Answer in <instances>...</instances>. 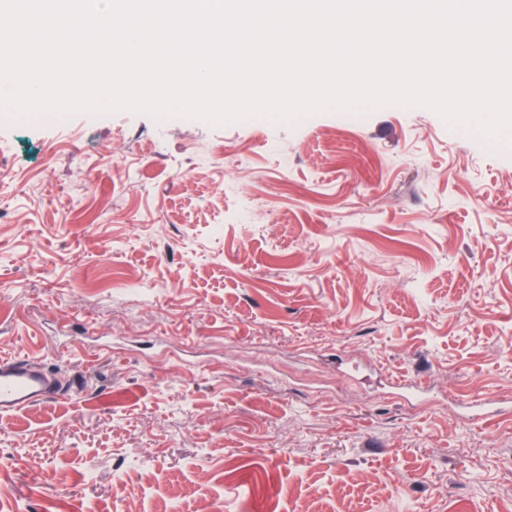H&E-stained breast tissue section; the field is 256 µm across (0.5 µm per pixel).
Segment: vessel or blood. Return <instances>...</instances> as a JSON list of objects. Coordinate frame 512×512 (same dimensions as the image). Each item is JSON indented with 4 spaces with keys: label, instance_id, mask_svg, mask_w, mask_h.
Masks as SVG:
<instances>
[{
    "label": "vessel or blood",
    "instance_id": "b4317fda",
    "mask_svg": "<svg viewBox=\"0 0 512 512\" xmlns=\"http://www.w3.org/2000/svg\"><path fill=\"white\" fill-rule=\"evenodd\" d=\"M60 391L53 373L40 361L25 356L0 360L1 415L54 399Z\"/></svg>",
    "mask_w": 512,
    "mask_h": 512
}]
</instances>
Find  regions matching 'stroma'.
Instances as JSON below:
<instances>
[{
  "mask_svg": "<svg viewBox=\"0 0 512 512\" xmlns=\"http://www.w3.org/2000/svg\"><path fill=\"white\" fill-rule=\"evenodd\" d=\"M18 354L65 393L0 415V512H512V149L426 108L0 118Z\"/></svg>",
  "mask_w": 512,
  "mask_h": 512,
  "instance_id": "obj_1",
  "label": "stroma"
}]
</instances>
